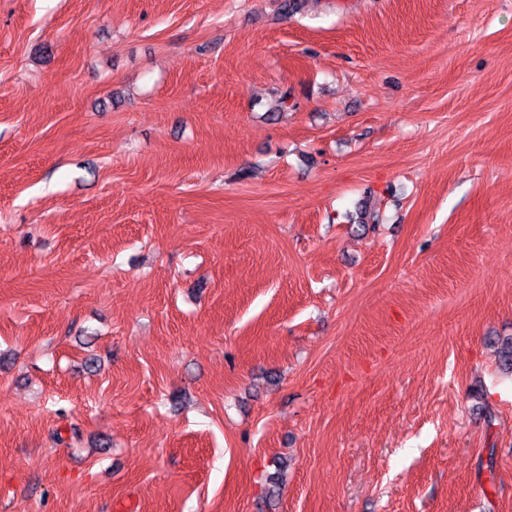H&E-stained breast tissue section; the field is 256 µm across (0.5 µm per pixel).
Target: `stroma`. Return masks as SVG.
Listing matches in <instances>:
<instances>
[{"mask_svg":"<svg viewBox=\"0 0 512 512\" xmlns=\"http://www.w3.org/2000/svg\"><path fill=\"white\" fill-rule=\"evenodd\" d=\"M297 4L0 0V512H512V0Z\"/></svg>","mask_w":512,"mask_h":512,"instance_id":"stroma-1","label":"stroma"}]
</instances>
